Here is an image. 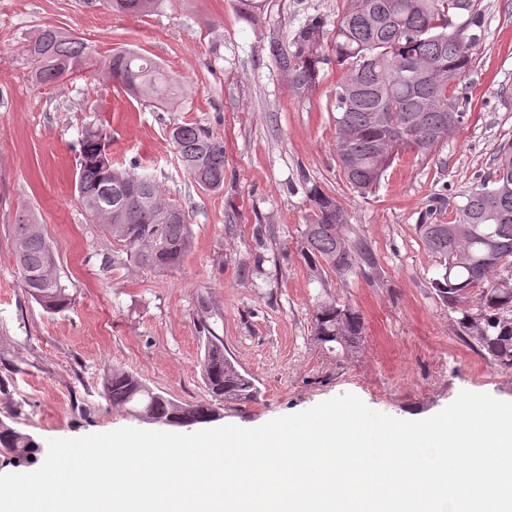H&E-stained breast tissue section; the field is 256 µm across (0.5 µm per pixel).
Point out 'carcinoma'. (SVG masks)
I'll use <instances>...</instances> for the list:
<instances>
[{
	"instance_id": "carcinoma-1",
	"label": "carcinoma",
	"mask_w": 512,
	"mask_h": 512,
	"mask_svg": "<svg viewBox=\"0 0 512 512\" xmlns=\"http://www.w3.org/2000/svg\"><path fill=\"white\" fill-rule=\"evenodd\" d=\"M482 0H345L333 28L319 16L307 19L290 44L270 46L282 82L297 98L311 93L320 65L331 48L343 77L336 86V159L350 186L366 195L375 189L402 151L430 152L459 127L456 82L471 68L482 36ZM112 10L140 15L160 0H110ZM462 22L473 46L465 48L448 21ZM24 52L40 84H51L80 69L98 68L127 96L174 108L184 84L166 74L154 59L118 50L105 59L92 56L71 34L46 26ZM454 108L455 123L445 120ZM170 140L186 173L207 192L224 188V142L194 124L173 126ZM109 140L92 124L81 134L78 200L90 220L102 226L112 244V264L157 270L177 265L191 248L185 211L154 180L112 164ZM298 251L311 276L326 286L323 274L345 277L376 266L367 244L348 236L344 208L318 187L309 190ZM425 248L442 266L433 288L463 332L498 363L512 367V141L500 145L492 171L455 209L446 224H420ZM14 255L25 293L51 312L72 303L56 273L51 245L41 225L22 218L14 227ZM313 338L330 351L352 354L363 336L359 312L331 299L317 303ZM203 378L212 402L177 404L122 368L104 379L112 404L144 420H173L190 426L209 422L217 404L247 403L256 387L234 361L224 356L220 339H207ZM0 448L17 461L40 451L28 434L0 421Z\"/></svg>"
}]
</instances>
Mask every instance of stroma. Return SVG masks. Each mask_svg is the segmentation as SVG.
<instances>
[{"mask_svg":"<svg viewBox=\"0 0 512 512\" xmlns=\"http://www.w3.org/2000/svg\"><path fill=\"white\" fill-rule=\"evenodd\" d=\"M344 0H268L260 22L240 0H162L153 12L116 13L106 0H0V419L39 445L150 424L106 398L112 367L181 404L208 401L207 334L259 389L228 404L215 426L256 427L352 394L405 420L429 418L460 391L512 402V369L462 336L431 282L440 272L421 224H445L512 140V0H482L484 38L456 93L463 123L430 154L403 153L372 193L354 192L336 163L335 61L311 96L282 83L272 41L309 17L335 22ZM82 38L96 56L131 48L183 81L174 109L145 106L112 81L77 73L42 86L24 45L45 26ZM194 123L224 143V188L188 176L168 138ZM111 138L112 159L155 179L184 208L192 244L157 272L104 267L112 241L78 202V141L88 124ZM349 216L351 239L376 270L320 285L297 253L308 191ZM42 224L73 303L51 313L26 296L13 250L21 214ZM358 310L355 353L328 352L312 336L321 293Z\"/></svg>","mask_w":512,"mask_h":512,"instance_id":"obj_1","label":"stroma"}]
</instances>
